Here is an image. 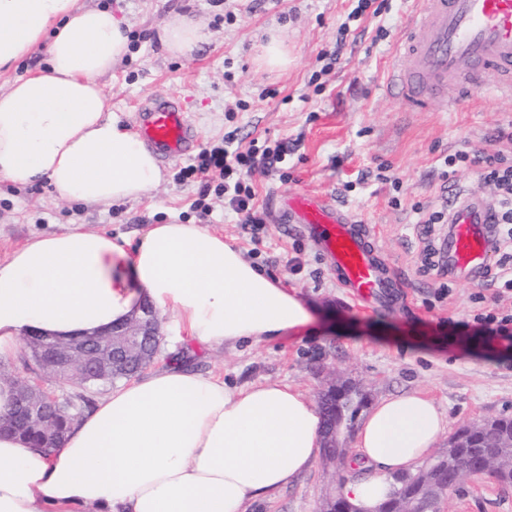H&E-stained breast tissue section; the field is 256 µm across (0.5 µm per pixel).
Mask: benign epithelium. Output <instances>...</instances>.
I'll list each match as a JSON object with an SVG mask.
<instances>
[{"label":"benign epithelium","mask_w":512,"mask_h":512,"mask_svg":"<svg viewBox=\"0 0 512 512\" xmlns=\"http://www.w3.org/2000/svg\"><path fill=\"white\" fill-rule=\"evenodd\" d=\"M158 335L153 311L131 324L106 333H94L67 342L36 339V377L19 385L13 409L15 424L21 428L39 426L52 436L55 404L59 397L47 393L42 386V374H50L66 383L87 388L93 379L112 376L119 366L141 368L144 354L152 337Z\"/></svg>","instance_id":"7a95c632"}]
</instances>
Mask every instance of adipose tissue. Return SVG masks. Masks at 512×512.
<instances>
[{
    "instance_id": "ef3b65f1",
    "label": "adipose tissue",
    "mask_w": 512,
    "mask_h": 512,
    "mask_svg": "<svg viewBox=\"0 0 512 512\" xmlns=\"http://www.w3.org/2000/svg\"><path fill=\"white\" fill-rule=\"evenodd\" d=\"M157 36L189 59L206 33L184 15ZM40 45L45 65L0 92V178L104 209L157 189L155 153L113 114L102 82L130 53L121 20L79 0H0V73ZM147 303L207 348L274 341L313 320L296 291L208 227L152 224L134 240L74 228L0 260V360L30 333L107 332ZM447 426L422 393L382 399L358 428L348 463L362 475L343 495L376 512L393 474L413 470ZM322 431L318 405L290 385L233 388L174 359L111 388L56 447L0 434V512H246L315 464Z\"/></svg>"
}]
</instances>
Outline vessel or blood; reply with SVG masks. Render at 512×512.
<instances>
[{"label":"vessel or blood","mask_w":512,"mask_h":512,"mask_svg":"<svg viewBox=\"0 0 512 512\" xmlns=\"http://www.w3.org/2000/svg\"><path fill=\"white\" fill-rule=\"evenodd\" d=\"M405 101L425 108L447 88L468 95L493 87L512 97V0H423L401 46L395 71ZM140 134L163 158L192 152L196 135L178 97L152 99L139 109ZM288 221L309 228L338 282L360 301H392V281L377 254L368 225L338 207L331 196L295 193L284 201ZM488 204L460 203L442 245L450 266L471 278L492 253L486 232Z\"/></svg>","instance_id":"obj_1"}]
</instances>
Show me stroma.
I'll return each instance as SVG.
<instances>
[{"label":"stroma","mask_w":512,"mask_h":512,"mask_svg":"<svg viewBox=\"0 0 512 512\" xmlns=\"http://www.w3.org/2000/svg\"><path fill=\"white\" fill-rule=\"evenodd\" d=\"M105 5L139 42L132 57L103 82L122 120L136 125L151 97H181L200 148L222 144L236 132L243 144L288 143L275 169L252 174L260 227L243 223L215 192L182 183L175 174L186 160H165L160 187L138 202L106 211L55 198L47 184L0 179V260L31 236L79 227L135 236L149 224H204L224 234L245 257L296 289L312 308V333H299L235 350L177 343L160 348L155 366L171 356L223 375L232 386L282 382L310 397L331 383L349 382L370 401L420 391L433 398L449 431L484 418L512 417V343L489 336L474 318L512 313V291L480 275L464 279L431 267L428 251L447 238L445 224H422L415 207L449 209L453 198L493 199L492 186L470 164L446 174L444 159L472 157L512 147L499 141L512 126V99L493 90L415 110L393 83V58L417 0H385L380 17H353L358 0H85ZM179 13L195 15L207 40L193 59L164 53L155 30ZM350 32L338 61L329 54L336 29ZM280 29L291 63L282 72L259 69L258 45ZM332 195L374 227V243L403 287L405 306L372 309L342 288L328 260L305 229L285 223L283 199L297 192ZM205 199L209 211L193 208ZM335 482L323 462L297 480L250 505L248 512H321ZM440 512H512V488L468 476L441 498Z\"/></svg>","instance_id":"35a3bbf8"}]
</instances>
